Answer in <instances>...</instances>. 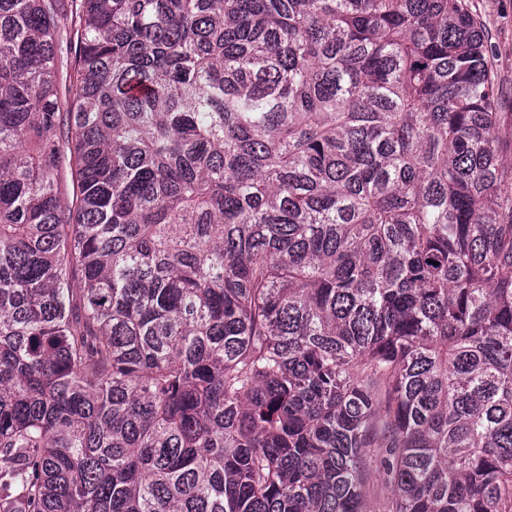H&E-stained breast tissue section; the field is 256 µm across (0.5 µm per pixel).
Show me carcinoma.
I'll return each instance as SVG.
<instances>
[{"mask_svg":"<svg viewBox=\"0 0 512 512\" xmlns=\"http://www.w3.org/2000/svg\"><path fill=\"white\" fill-rule=\"evenodd\" d=\"M496 107L466 0H0V512H512ZM373 453L369 455L370 477L364 490L363 512H388L391 488L384 483L382 474L378 472Z\"/></svg>","mask_w":512,"mask_h":512,"instance_id":"1","label":"carcinoma"}]
</instances>
